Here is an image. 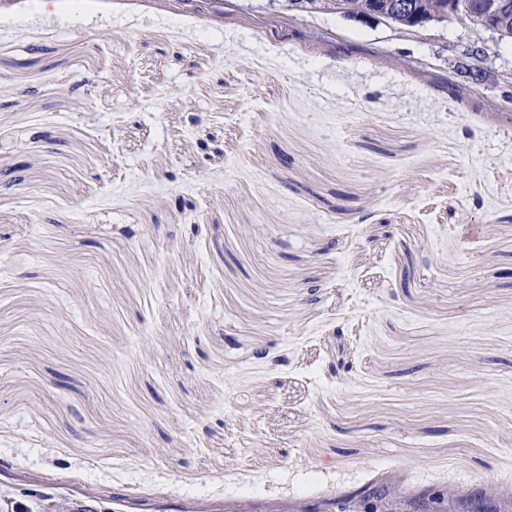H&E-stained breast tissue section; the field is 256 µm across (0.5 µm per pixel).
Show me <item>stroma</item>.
I'll use <instances>...</instances> for the list:
<instances>
[{"mask_svg": "<svg viewBox=\"0 0 512 512\" xmlns=\"http://www.w3.org/2000/svg\"><path fill=\"white\" fill-rule=\"evenodd\" d=\"M45 493L512 512V41L0 0V497Z\"/></svg>", "mask_w": 512, "mask_h": 512, "instance_id": "1", "label": "stroma"}]
</instances>
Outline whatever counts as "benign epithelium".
I'll return each instance as SVG.
<instances>
[{"mask_svg": "<svg viewBox=\"0 0 512 512\" xmlns=\"http://www.w3.org/2000/svg\"><path fill=\"white\" fill-rule=\"evenodd\" d=\"M330 11L347 18H378L398 30L416 31L456 18L459 6L439 0H329ZM478 29L493 32L500 41H512V0H483Z\"/></svg>", "mask_w": 512, "mask_h": 512, "instance_id": "obj_1", "label": "benign epithelium"}]
</instances>
